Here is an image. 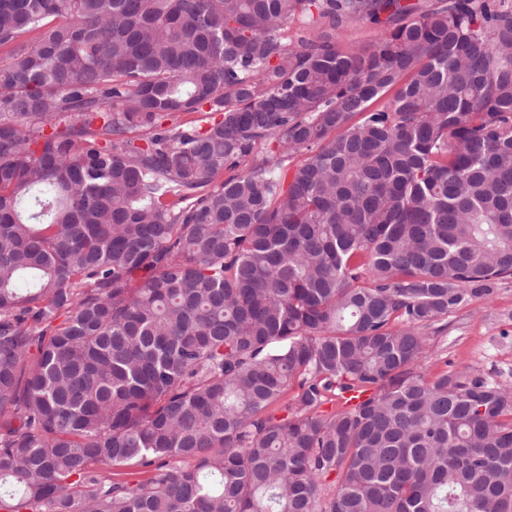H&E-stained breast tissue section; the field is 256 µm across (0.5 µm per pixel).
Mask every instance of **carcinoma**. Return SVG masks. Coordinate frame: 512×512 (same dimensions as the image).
Segmentation results:
<instances>
[{
    "label": "carcinoma",
    "instance_id": "cac0c4a2",
    "mask_svg": "<svg viewBox=\"0 0 512 512\" xmlns=\"http://www.w3.org/2000/svg\"><path fill=\"white\" fill-rule=\"evenodd\" d=\"M1 47L0 512H512V390L421 372L512 276V5L0 0ZM380 29L363 22H355L348 26L340 35L339 41L345 48L366 46L375 43Z\"/></svg>",
    "mask_w": 512,
    "mask_h": 512
}]
</instances>
